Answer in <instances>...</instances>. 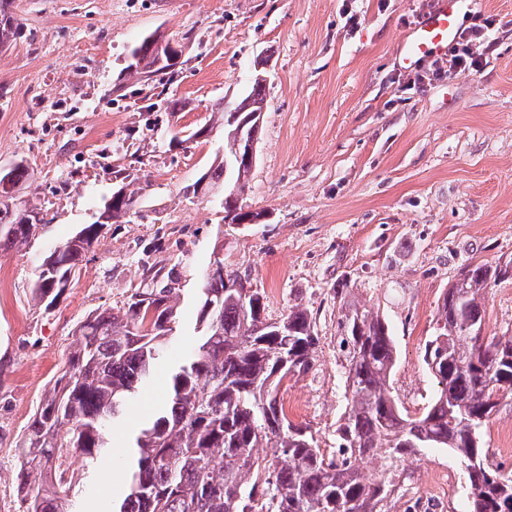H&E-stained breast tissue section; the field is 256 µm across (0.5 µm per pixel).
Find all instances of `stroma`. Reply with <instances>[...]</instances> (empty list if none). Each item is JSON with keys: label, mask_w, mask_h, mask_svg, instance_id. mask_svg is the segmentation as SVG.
Here are the masks:
<instances>
[{"label": "stroma", "mask_w": 512, "mask_h": 512, "mask_svg": "<svg viewBox=\"0 0 512 512\" xmlns=\"http://www.w3.org/2000/svg\"><path fill=\"white\" fill-rule=\"evenodd\" d=\"M13 0L28 39L0 46V167L29 177L0 213L39 206L29 246L0 250V500L18 508L15 448L53 380L66 368L77 324L122 307L137 290L176 284L165 359L114 432L161 402L173 365L196 340L197 290L214 260L267 297L280 320L305 304L320 337L312 370L288 390L305 401L297 423L321 449L336 446L346 407L336 349L337 282L379 309L399 351L391 385L408 410L435 381L422 360L446 289L470 262L512 263V0H478L494 19L482 68L409 87L401 47L428 0ZM157 30L184 47L175 81L144 97L129 80V50ZM263 70L267 109L241 204L260 224H228L219 201L186 188L224 148V132L174 148L203 126L207 107L235 100ZM185 102L173 111L172 101ZM130 174L138 205L105 226L55 309L31 295L43 256L91 223ZM484 332L512 335V280L490 288ZM409 497L435 472L456 476L444 512H466L467 483L448 451L405 459Z\"/></svg>", "instance_id": "1"}]
</instances>
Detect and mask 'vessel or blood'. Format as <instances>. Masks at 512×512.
Wrapping results in <instances>:
<instances>
[{"label": "vessel or blood", "instance_id": "obj_1", "mask_svg": "<svg viewBox=\"0 0 512 512\" xmlns=\"http://www.w3.org/2000/svg\"><path fill=\"white\" fill-rule=\"evenodd\" d=\"M472 7V0H433L430 11L403 44V65L412 68L428 58L447 57L461 21Z\"/></svg>", "mask_w": 512, "mask_h": 512}]
</instances>
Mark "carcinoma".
Wrapping results in <instances>:
<instances>
[{
  "label": "carcinoma",
  "instance_id": "cac0c4a2",
  "mask_svg": "<svg viewBox=\"0 0 512 512\" xmlns=\"http://www.w3.org/2000/svg\"><path fill=\"white\" fill-rule=\"evenodd\" d=\"M27 39L13 15L0 9V46ZM126 72L144 87L178 73L179 51L156 33L131 50ZM265 108L264 84L254 78L235 105L214 104L204 128L224 130V153L201 174L203 193L224 194V220L250 221L241 194L252 168L237 162L240 120ZM96 219L50 251L31 293L52 309L67 277L80 271L100 229L133 210L138 199L122 175ZM43 222L32 208L0 224V248H20ZM461 288H448L423 359L436 381L422 412L411 415L390 392L398 350L385 317L336 289L337 346L346 361L347 407L336 427V451L324 453L309 427L288 416L281 385L311 369L319 344L316 321L300 304L282 319L265 316L266 295L242 296L226 280L233 270L207 272L198 289V341L173 369L167 398L128 442L123 492L107 512H388L403 492L406 457L443 448L467 474L469 512H512V472L486 463L484 435L493 414L512 402V336L483 335L487 288L512 279V266L473 262ZM174 289L135 293L117 310L89 315L75 330L67 369L39 402L15 449L19 512H75L90 470L107 459L111 431L130 400L165 355L175 317ZM272 448L271 458L256 449ZM79 455L83 470L73 467ZM377 458L381 474L369 478L356 464Z\"/></svg>",
  "mask_w": 512,
  "mask_h": 512
}]
</instances>
